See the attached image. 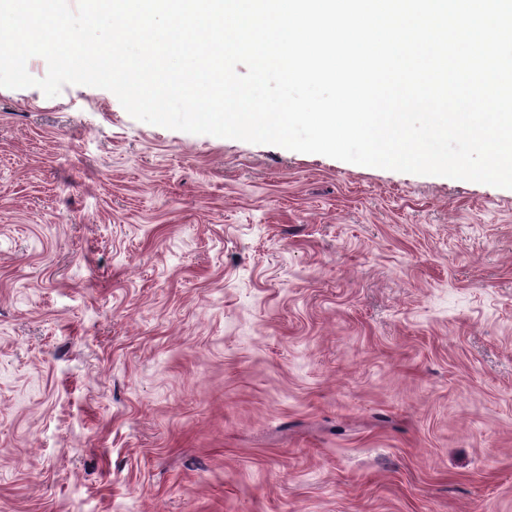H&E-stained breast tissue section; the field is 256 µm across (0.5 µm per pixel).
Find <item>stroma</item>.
Here are the masks:
<instances>
[{"label":"stroma","mask_w":512,"mask_h":512,"mask_svg":"<svg viewBox=\"0 0 512 512\" xmlns=\"http://www.w3.org/2000/svg\"><path fill=\"white\" fill-rule=\"evenodd\" d=\"M0 512H512V189L0 87Z\"/></svg>","instance_id":"1"}]
</instances>
